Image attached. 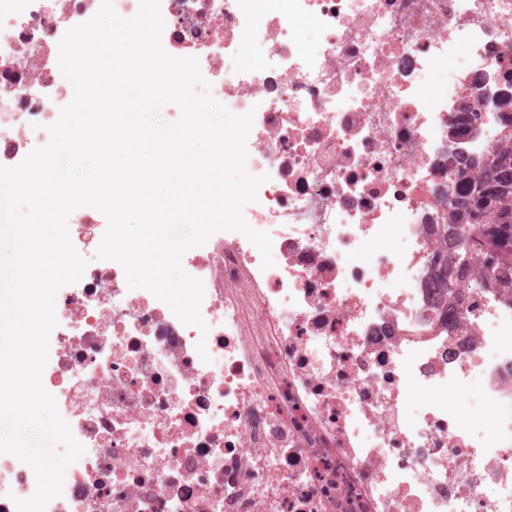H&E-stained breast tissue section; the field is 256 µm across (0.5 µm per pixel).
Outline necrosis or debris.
<instances>
[{
  "label": "necrosis or debris",
  "instance_id": "obj_1",
  "mask_svg": "<svg viewBox=\"0 0 512 512\" xmlns=\"http://www.w3.org/2000/svg\"><path fill=\"white\" fill-rule=\"evenodd\" d=\"M100 6L0 0V166L47 142L59 42ZM160 9L165 51L254 115L244 217L274 265L233 231L187 251L204 332L112 260L57 293L44 387L85 452L46 512H512V244L483 237L448 303L433 281L456 155L505 144L512 0ZM36 486L0 454V512Z\"/></svg>",
  "mask_w": 512,
  "mask_h": 512
}]
</instances>
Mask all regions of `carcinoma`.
Instances as JSON below:
<instances>
[{"instance_id": "obj_1", "label": "carcinoma", "mask_w": 512, "mask_h": 512, "mask_svg": "<svg viewBox=\"0 0 512 512\" xmlns=\"http://www.w3.org/2000/svg\"><path fill=\"white\" fill-rule=\"evenodd\" d=\"M466 168V162H461L464 188L452 198L448 223L442 225V236L448 240V253L438 257L434 272L441 283L455 271L465 270L470 263L469 254L457 249L460 225L471 223L481 214L492 218L495 224L505 225V232L512 226V149L494 151L490 163L480 165L470 173L465 172Z\"/></svg>"}]
</instances>
